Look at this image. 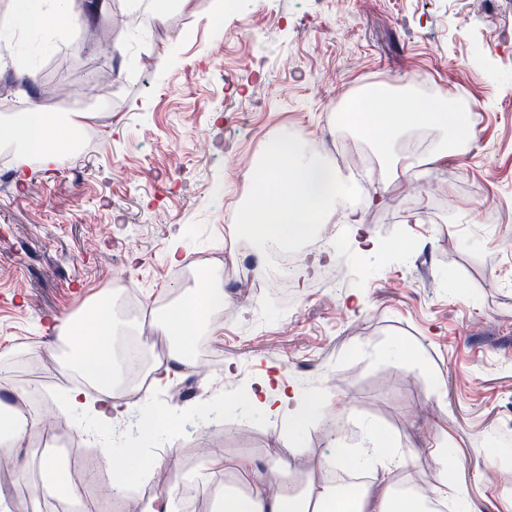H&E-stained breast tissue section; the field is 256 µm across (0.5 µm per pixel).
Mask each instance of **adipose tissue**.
Here are the masks:
<instances>
[{"mask_svg":"<svg viewBox=\"0 0 512 512\" xmlns=\"http://www.w3.org/2000/svg\"><path fill=\"white\" fill-rule=\"evenodd\" d=\"M80 119L77 112L64 117L39 110L25 112L11 127L9 138L19 142L25 151L49 155L68 147L69 141L63 131L79 128ZM424 126L447 133L446 140L434 145L426 156L425 161L429 164L446 157L450 146L464 145L477 137L469 109L456 105L454 96L447 93L425 105L418 98L390 96L376 88L369 93L366 111L354 113L352 121L353 129L369 140L379 162L387 167L394 181L409 170L408 165L400 163L392 153L394 136L399 131ZM221 281V275H212L196 288L192 299L175 305L157 319V327L170 337L172 345L167 364L155 363L147 370L153 384H165L177 367L191 365L200 331L208 322L212 308L224 301ZM114 336L112 304L106 298L89 320L69 327L67 337L75 342L71 364L101 388L99 404L92 409L98 424L108 427L117 421H134L136 437L143 440L149 436L150 426L143 418L133 417L131 410L114 394L129 362L127 355L115 354ZM245 399L250 406L287 418L292 430L305 426L326 403L325 395L320 393L299 396L294 388L281 385L274 374L263 379L256 389L248 391ZM230 473L240 488L224 494L218 512H421L419 503L424 499L420 493L396 496L386 478L377 485L360 487L349 500L337 495L328 483L312 497L301 493L273 495L267 489L268 484L290 482L287 470L276 469L264 474L254 470L249 462L241 461L231 467Z\"/></svg>","mask_w":512,"mask_h":512,"instance_id":"1","label":"adipose tissue"}]
</instances>
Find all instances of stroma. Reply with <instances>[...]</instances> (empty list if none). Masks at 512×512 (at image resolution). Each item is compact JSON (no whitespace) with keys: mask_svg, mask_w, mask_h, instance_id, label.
Returning a JSON list of instances; mask_svg holds the SVG:
<instances>
[{"mask_svg":"<svg viewBox=\"0 0 512 512\" xmlns=\"http://www.w3.org/2000/svg\"><path fill=\"white\" fill-rule=\"evenodd\" d=\"M167 0L155 25L151 0H112L95 27L52 16L27 19L16 37L40 38L54 56L36 82L23 60L0 47V83L15 87L13 113L87 112L90 147L19 178L25 152L0 144V402L18 408V367L29 386L51 388L55 415L73 371L56 330L77 318L111 280L139 275L152 299L176 302L170 252L224 267L237 239L222 211L245 201L271 132L298 136L335 162L362 195L363 230L378 244L359 251L334 215L333 260L288 287V302L255 304L249 284L225 290L232 321L210 320L201 344L214 368H182L195 383L183 401L169 387L129 405L189 414L181 430L158 429L146 472L129 500L174 481L214 485L223 462L278 464L297 477L288 493L312 491L337 446L359 447L384 429L405 455L390 481L433 490L434 452H448L449 492L474 512H512V0ZM112 31L122 54L105 46ZM107 80L105 96L83 88ZM430 87L461 97L478 131L422 171L388 182L368 143L353 134L342 105L365 90ZM328 405L300 430L237 402L233 390L265 374ZM91 412L57 423L46 443L18 447L14 477L0 480V504L41 493L42 462L69 466L67 441ZM293 454L283 452L284 445Z\"/></svg>","mask_w":512,"mask_h":512,"instance_id":"35a3bbf8","label":"stroma"}]
</instances>
